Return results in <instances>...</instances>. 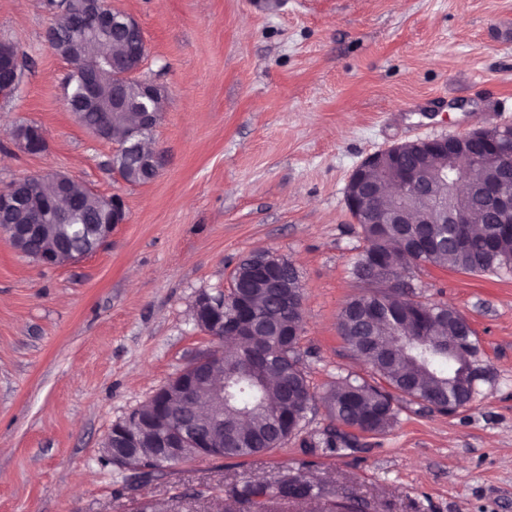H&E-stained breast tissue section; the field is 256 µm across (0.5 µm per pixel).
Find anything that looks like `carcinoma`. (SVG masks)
<instances>
[{
	"label": "carcinoma",
	"instance_id": "cac0c4a2",
	"mask_svg": "<svg viewBox=\"0 0 512 512\" xmlns=\"http://www.w3.org/2000/svg\"><path fill=\"white\" fill-rule=\"evenodd\" d=\"M79 12L62 15L50 25L46 40L74 37L83 42L84 53L94 55L104 49L114 57L132 54L143 35L111 27L105 34L89 32L77 23ZM125 82L113 72L101 77L102 93L96 102H78V122L92 129L102 123L105 113L112 111V84ZM151 157L136 148L114 155L110 165L115 167L130 185L143 184V173ZM409 164L420 163L431 183L430 191L419 195L405 209L432 212L445 219L436 201L448 196L454 158L447 155L419 157L408 155ZM23 179L34 186L33 195L19 201L9 215L13 224H31L35 211L55 194L51 181H41L33 173ZM76 206L68 211L63 224H39L29 234L24 255L37 258L46 248L63 252L68 258H80L96 252L101 246L102 224L107 216L99 205V195L83 183L71 186ZM448 206L457 213L470 215L469 224H432L435 236L421 252L409 248L405 224L361 225L365 246L361 258L353 266L357 279H380V273L368 263L373 255L393 258L396 254L408 260L396 264L397 271L411 278L421 265H434L453 270L486 273L502 267H512V234L489 235L494 216L475 206L471 198L459 193L451 196ZM257 258L241 261L232 274V283L249 300L252 308L279 318L282 323L302 325V296L284 308L269 294L268 285L251 274ZM387 308L399 315L404 336L412 337L410 349L398 357L385 353L384 343L392 336V327L385 320L370 324L359 314L373 308ZM427 303L416 299L412 288L376 289L349 299L338 315L337 329L349 349L367 362L377 381L373 384L345 378L334 384L324 396L331 421L356 427L372 434L389 430L396 418L400 400L426 402V408L448 412V399L458 390L472 387L475 377L465 374L473 353L465 347L457 358L448 357V341L456 336L476 340L470 324L459 318V311L446 305L431 313ZM300 337L266 336L255 339L248 347L225 343L210 352L212 368L224 375V454L225 458H244L268 453L288 438L301 434L306 425L309 401L314 399L299 353ZM168 416L178 424L185 407L175 390L164 396ZM155 403L140 409V429L153 433ZM336 489L326 483H312L301 474L280 478L264 484L248 481L233 487L232 497L238 503L261 507L268 503L303 500L316 504L314 512H361L352 501L336 502Z\"/></svg>",
	"mask_w": 512,
	"mask_h": 512
}]
</instances>
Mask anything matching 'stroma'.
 <instances>
[{
	"label": "stroma",
	"mask_w": 512,
	"mask_h": 512,
	"mask_svg": "<svg viewBox=\"0 0 512 512\" xmlns=\"http://www.w3.org/2000/svg\"><path fill=\"white\" fill-rule=\"evenodd\" d=\"M148 46L168 95L154 131L164 165L130 185L65 104L72 65L45 41L47 0H0V41L28 65L0 99V185L64 172L120 196L126 223L95 253L45 268L0 235V512H224L234 485L301 473L364 512H512V270L415 269L419 299L466 316L485 376L450 415L405 400L382 434L309 450L195 459L126 485L104 459L113 427L194 355L213 349L192 317L199 293L229 288L256 250L288 258L303 285L300 352L316 394L368 379L337 331L367 292L353 264L362 230L346 207L369 154L416 139L512 125V0H112ZM44 153L19 151L20 121ZM28 135L18 136L14 144L24 153L40 154L47 147V139L41 126L35 123L28 125Z\"/></svg>",
	"instance_id": "obj_1"
}]
</instances>
